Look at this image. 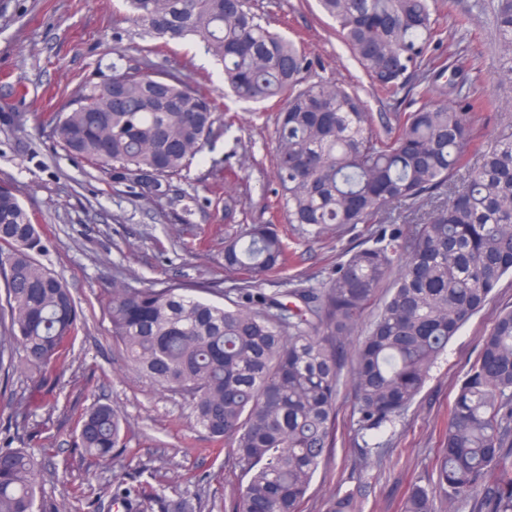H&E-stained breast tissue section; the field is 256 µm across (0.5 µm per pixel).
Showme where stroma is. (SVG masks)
I'll list each match as a JSON object with an SVG mask.
<instances>
[{"label":"stroma","instance_id":"obj_1","mask_svg":"<svg viewBox=\"0 0 512 512\" xmlns=\"http://www.w3.org/2000/svg\"><path fill=\"white\" fill-rule=\"evenodd\" d=\"M274 29L301 37L313 72L358 89L373 114L390 105L375 92L317 0H263ZM478 0H452L454 14L472 17L464 43L491 68L494 28L477 7ZM155 38L126 21L121 0H0V112L17 113L22 126L0 125V184L14 189L33 223L48 242L42 261L70 288L81 313L59 368L30 370L14 378L11 395L0 392V445L32 448L40 465L38 505L41 512H74L75 495L118 485L131 486L150 473L163 507L148 512H224L247 481L244 467L197 426L187 403L161 391L131 366L109 334L107 306L114 277L133 287L194 279L206 282L203 296L222 301L238 287L237 275L224 270V237L244 225L267 220V203L275 198L274 129L270 105L232 103L234 123L220 128L202 161L174 179L169 197L158 203L135 201L125 188L113 186L96 168L73 160L50 135L48 117L79 89L93 72L107 71L113 48L140 64L184 69L189 80H202L222 93L219 65L193 41L170 45L165 55L149 57ZM246 168L248 199L236 211L224 209L222 194L212 192L214 164ZM294 263L289 275L268 278L274 293L287 288L290 276L327 280L347 249L361 246L370 227L330 229L311 239L294 224L279 223ZM512 307V275H505L494 298L464 324L433 367L413 405L381 439V459H363L356 430L354 390L342 379L336 400L334 446L317 470L303 512H329L331 500L358 484L367 494L363 512H401L409 482L433 475L439 441L446 429L459 382L478 355L482 336L499 311ZM43 386L42 406L31 426L54 422L50 438H30L10 418L9 396H22L34 383ZM117 407L126 419L125 444L106 463L81 456L74 448L77 420L96 403Z\"/></svg>","mask_w":512,"mask_h":512}]
</instances>
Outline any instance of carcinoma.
<instances>
[{
    "label": "carcinoma",
    "instance_id": "obj_1",
    "mask_svg": "<svg viewBox=\"0 0 512 512\" xmlns=\"http://www.w3.org/2000/svg\"><path fill=\"white\" fill-rule=\"evenodd\" d=\"M127 20L163 44L194 38L224 69V96L278 98L275 213L224 241V270L242 287L224 303L196 293L203 281L143 288L112 283L110 334L159 388L182 396L196 424L229 448L248 480L226 512H301L332 446L345 337L375 291L395 287L349 370L361 455L413 403L448 341L512 273V133L476 143L483 115L512 111L484 86L480 64L444 55L439 0H319L377 92L409 107L376 127L368 105L333 78L308 77L312 62L272 30L254 0H123ZM497 33L491 79L512 84V0H488ZM109 73L83 83L50 116L68 154L95 166L136 198L161 201L173 179L203 157L233 116L218 98L170 69L134 66L116 49ZM225 209L241 203L243 178ZM317 237L332 226L376 224L370 244L346 253L318 287L267 294L262 280L288 269L275 220ZM47 241L13 191L0 185V371L9 386L27 367L62 361L79 313L68 286L38 257ZM124 420L107 403L81 414L78 447L106 461ZM38 461L0 446V512H36ZM363 485L329 512H361ZM133 487L96 499L92 512H144ZM512 512V308L483 337L450 410L434 477L410 484L402 512Z\"/></svg>",
    "mask_w": 512,
    "mask_h": 512
}]
</instances>
